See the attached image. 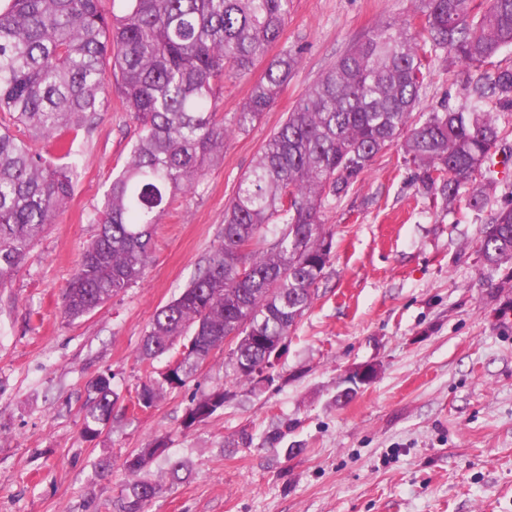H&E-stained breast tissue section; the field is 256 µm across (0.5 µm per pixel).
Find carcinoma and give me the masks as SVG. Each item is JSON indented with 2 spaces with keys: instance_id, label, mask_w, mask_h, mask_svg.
I'll use <instances>...</instances> for the list:
<instances>
[{
  "instance_id": "obj_1",
  "label": "carcinoma",
  "mask_w": 512,
  "mask_h": 512,
  "mask_svg": "<svg viewBox=\"0 0 512 512\" xmlns=\"http://www.w3.org/2000/svg\"><path fill=\"white\" fill-rule=\"evenodd\" d=\"M4 0L0 7V287L11 282L45 224L68 203L75 166L60 157L91 125L114 86L138 124L137 139L112 179L99 231L62 294L74 321L141 280L157 225L172 199L190 192L224 140L247 131L274 104L298 56L285 49L254 81L232 124L217 117L224 80L250 73L277 43L292 0ZM512 46V0H418L413 16L381 22L326 70L269 137L224 208V232L205 266L158 308L139 348L143 361L177 350L175 369L140 385L126 409L145 411L185 386L229 336L237 379L269 386L253 370L280 345L318 296L334 232L322 219L329 198L346 195L387 150L419 170V188L448 206L472 186L486 204L493 152L501 140L489 101L512 108V66L494 64ZM477 72L466 103L414 115L433 57ZM480 253L496 268L512 262V206L484 226ZM109 373L88 386L81 433L95 439L120 399ZM228 392L195 396L189 428L224 410ZM150 449L129 454L131 480L115 512H148L158 493L144 476Z\"/></svg>"
}]
</instances>
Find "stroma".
<instances>
[{"label": "stroma", "mask_w": 512, "mask_h": 512, "mask_svg": "<svg viewBox=\"0 0 512 512\" xmlns=\"http://www.w3.org/2000/svg\"><path fill=\"white\" fill-rule=\"evenodd\" d=\"M415 8L414 0H293L280 43L299 63L273 107L176 198L144 277L70 321L62 293L98 232L136 122L113 97L79 132L71 200L0 288V512H112L125 456L158 438L167 451L149 466L160 491L148 512H512V263L493 269L480 253L484 225L512 202V110L499 113L503 149L483 211L464 196L433 204L396 148L326 203L332 259L272 385L234 380L222 349L155 407L115 409L98 438L81 433L92 378L114 373L125 399L147 379L138 358L146 326L217 245L224 206L266 139L356 41ZM471 76L435 59L422 108L458 105ZM364 365L375 379L338 400ZM218 387L232 394L223 411L184 427L192 395ZM174 460L188 467L178 481Z\"/></svg>", "instance_id": "obj_1"}]
</instances>
